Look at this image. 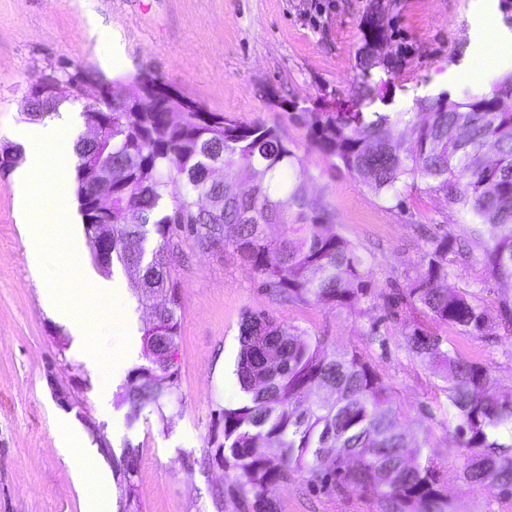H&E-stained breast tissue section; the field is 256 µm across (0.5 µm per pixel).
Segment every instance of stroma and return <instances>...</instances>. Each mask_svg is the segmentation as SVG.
Segmentation results:
<instances>
[{"label": "stroma", "instance_id": "obj_1", "mask_svg": "<svg viewBox=\"0 0 512 512\" xmlns=\"http://www.w3.org/2000/svg\"><path fill=\"white\" fill-rule=\"evenodd\" d=\"M471 0H0V151L15 149L29 121L28 91L56 77L61 112H80L102 90L120 96L145 77L202 111L281 126L312 174L311 207L328 208L335 224L368 262L369 295L360 309L272 303L261 278L232 248L182 239L172 254L182 304L175 361L176 386L162 408L130 416L115 396L144 356L123 360L115 379H101L77 358L69 333L43 309L41 284L29 264L13 169L0 171V512H81L71 472L55 446L53 421L65 414L112 461L127 447L139 454L137 491L113 477L112 512H238L232 473L214 459L223 440L218 414L239 398V327L248 311L263 310L307 329L331 348L353 349L370 362L401 407L405 428L422 423L430 450L449 470L463 458L441 410L443 381L405 348L414 315L404 294L428 238L469 234L464 214L427 190L407 185L400 201L385 199L330 168L312 151L294 112H412L417 100L447 93L488 95L512 74V50L481 75L449 77L472 40ZM384 13L373 38L374 6ZM117 43L126 65L104 58ZM384 57L364 62L372 46ZM372 97H365L364 88ZM466 265L448 268V289L494 309L512 283L490 277L482 246L470 242ZM110 278L124 295L99 305L109 320L147 323L131 279L121 266ZM437 331L459 355L491 368L512 386V335L464 336ZM458 512H512L486 490L460 481L447 489ZM280 512H378L369 491L311 490L294 475L276 486Z\"/></svg>", "mask_w": 512, "mask_h": 512}]
</instances>
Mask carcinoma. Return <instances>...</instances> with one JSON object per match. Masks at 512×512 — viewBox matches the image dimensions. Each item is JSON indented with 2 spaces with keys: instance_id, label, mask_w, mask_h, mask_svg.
I'll list each match as a JSON object with an SVG mask.
<instances>
[{
  "instance_id": "obj_1",
  "label": "carcinoma",
  "mask_w": 512,
  "mask_h": 512,
  "mask_svg": "<svg viewBox=\"0 0 512 512\" xmlns=\"http://www.w3.org/2000/svg\"><path fill=\"white\" fill-rule=\"evenodd\" d=\"M31 106L40 115L56 106ZM123 98L101 97L82 109L96 115L106 136L75 144V198L85 212L82 167L112 165V259L133 276L135 290L162 299L154 323L144 328L153 366L131 370L116 403L135 412L160 406L172 392L170 351L179 336L182 298L170 256L179 232L200 244L231 247L280 301L325 308H356L368 295L365 260L336 231L333 215L309 206V168L278 125L239 122L213 112H182L168 123V108L149 100L145 79ZM512 77L491 96L462 102L444 95L418 102L423 119L407 112H297L310 147L369 192L399 196V186L422 180L448 206L476 220L493 277L512 281ZM496 159L488 162L484 149ZM224 181L207 178L210 165ZM280 226L271 236L267 229ZM468 257L455 238L432 240L407 288L410 307L426 317L408 325L406 347L432 370L442 371L446 412L459 439L463 466L451 472L428 450L429 429L418 427L414 451L382 376L357 353L330 349L307 330L251 311L240 323L236 378L242 397L222 411L224 470L235 476L241 512H278L272 485L296 473L318 487L371 491L379 512H456L446 492L450 474L493 496L512 499V387L492 370L443 346L430 325L480 335L493 321L512 333V295L496 316L445 286L448 255ZM138 456L128 453L116 472L135 487Z\"/></svg>"
}]
</instances>
